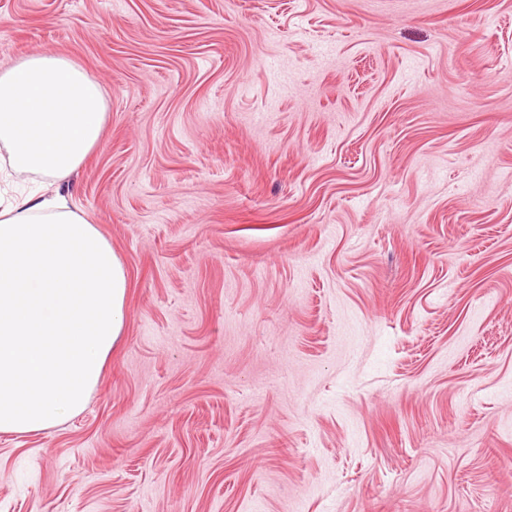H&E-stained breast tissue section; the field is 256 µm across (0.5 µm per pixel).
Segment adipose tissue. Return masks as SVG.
Here are the masks:
<instances>
[{
	"mask_svg": "<svg viewBox=\"0 0 512 512\" xmlns=\"http://www.w3.org/2000/svg\"><path fill=\"white\" fill-rule=\"evenodd\" d=\"M105 94L85 69L44 51L0 68V152L47 191L0 197V433L78 414L124 324V267L84 212L56 191L98 146Z\"/></svg>",
	"mask_w": 512,
	"mask_h": 512,
	"instance_id": "adipose-tissue-1",
	"label": "adipose tissue"
}]
</instances>
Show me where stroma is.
<instances>
[{
    "label": "stroma",
    "instance_id": "35a3bbf8",
    "mask_svg": "<svg viewBox=\"0 0 512 512\" xmlns=\"http://www.w3.org/2000/svg\"><path fill=\"white\" fill-rule=\"evenodd\" d=\"M41 51L128 288L0 512H512V0H0Z\"/></svg>",
    "mask_w": 512,
    "mask_h": 512
}]
</instances>
